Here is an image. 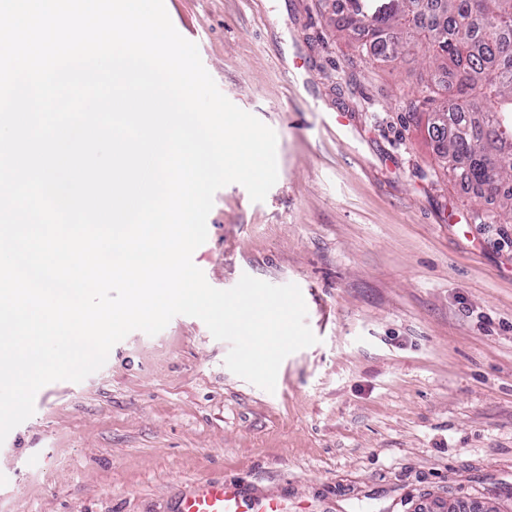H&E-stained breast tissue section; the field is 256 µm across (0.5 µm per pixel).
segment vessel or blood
<instances>
[{
	"instance_id": "vessel-or-blood-1",
	"label": "vessel or blood",
	"mask_w": 512,
	"mask_h": 512,
	"mask_svg": "<svg viewBox=\"0 0 512 512\" xmlns=\"http://www.w3.org/2000/svg\"><path fill=\"white\" fill-rule=\"evenodd\" d=\"M174 512H280V507L273 500L246 494L236 482L204 479L179 491Z\"/></svg>"
}]
</instances>
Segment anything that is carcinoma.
Masks as SVG:
<instances>
[{
    "label": "carcinoma",
    "instance_id": "1",
    "mask_svg": "<svg viewBox=\"0 0 512 512\" xmlns=\"http://www.w3.org/2000/svg\"><path fill=\"white\" fill-rule=\"evenodd\" d=\"M357 51L386 63L424 49L409 110L428 115L442 168L498 200L480 224H512V0H324Z\"/></svg>",
    "mask_w": 512,
    "mask_h": 512
}]
</instances>
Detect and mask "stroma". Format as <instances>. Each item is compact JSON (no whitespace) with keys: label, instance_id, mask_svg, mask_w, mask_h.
Masks as SVG:
<instances>
[{"label":"stroma","instance_id":"35a3bbf8","mask_svg":"<svg viewBox=\"0 0 512 512\" xmlns=\"http://www.w3.org/2000/svg\"><path fill=\"white\" fill-rule=\"evenodd\" d=\"M164 4L277 135L265 201L218 190L192 260L218 289L297 284L318 341L270 393L198 318L131 332L82 382L37 392L0 444V512H170L205 478L283 512H512V224L474 223L494 200L445 175L409 115L422 51L365 62L321 0Z\"/></svg>","mask_w":512,"mask_h":512}]
</instances>
